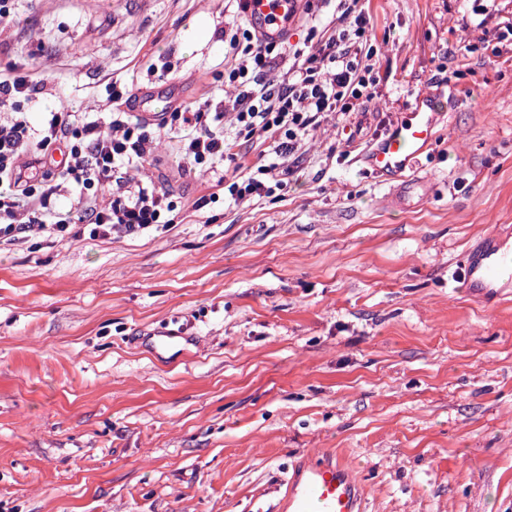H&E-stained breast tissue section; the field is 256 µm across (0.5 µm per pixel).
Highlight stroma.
Instances as JSON below:
<instances>
[{"instance_id":"1","label":"stroma","mask_w":512,"mask_h":512,"mask_svg":"<svg viewBox=\"0 0 512 512\" xmlns=\"http://www.w3.org/2000/svg\"><path fill=\"white\" fill-rule=\"evenodd\" d=\"M363 5L376 96L317 131L282 195L226 202L165 138L148 172L182 199L170 230L0 242V512H286L314 457L354 466L363 512H512V289L461 284L512 227V0ZM238 19L235 0H13L0 70L40 67L34 128L106 118L116 85L191 107L221 97ZM443 86L427 193L392 208L361 156Z\"/></svg>"}]
</instances>
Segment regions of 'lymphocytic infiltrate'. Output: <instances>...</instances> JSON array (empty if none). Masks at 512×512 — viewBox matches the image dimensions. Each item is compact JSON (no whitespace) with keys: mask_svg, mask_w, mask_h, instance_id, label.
Wrapping results in <instances>:
<instances>
[{"mask_svg":"<svg viewBox=\"0 0 512 512\" xmlns=\"http://www.w3.org/2000/svg\"><path fill=\"white\" fill-rule=\"evenodd\" d=\"M333 2L330 23L310 26L304 41L290 45L288 67L272 81L266 74L280 56L279 42L225 28L223 100L174 108L157 123L128 112L105 122L57 111L34 128L24 106L40 84L37 69L0 76V242L23 233L109 239L168 228L176 195L142 178L164 134L176 139L188 172L233 161L227 132L271 141L275 162L231 171L217 184L236 204L285 190L294 173L290 158L305 140L323 123H350L375 96L370 19L361 0Z\"/></svg>","mask_w":512,"mask_h":512,"instance_id":"lymphocytic-infiltrate-1","label":"lymphocytic infiltrate"}]
</instances>
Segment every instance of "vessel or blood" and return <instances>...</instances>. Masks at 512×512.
I'll return each instance as SVG.
<instances>
[{
  "mask_svg": "<svg viewBox=\"0 0 512 512\" xmlns=\"http://www.w3.org/2000/svg\"><path fill=\"white\" fill-rule=\"evenodd\" d=\"M248 14L258 30L278 37L280 28L271 16L291 9L290 0H248ZM437 104L432 96L419 95L407 116L395 123L363 154L364 163L387 181L405 179L421 155L433 143L437 132ZM463 283L478 296L512 288V231L508 229L483 237L467 254ZM289 512H362L361 489L352 468L341 460L309 462L288 483Z\"/></svg>",
  "mask_w": 512,
  "mask_h": 512,
  "instance_id": "obj_1",
  "label": "vessel or blood"
}]
</instances>
